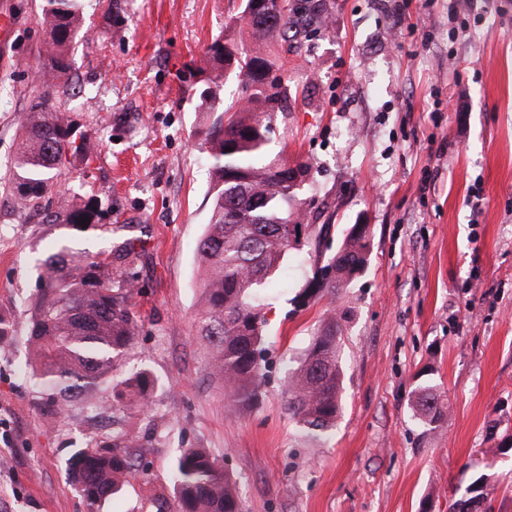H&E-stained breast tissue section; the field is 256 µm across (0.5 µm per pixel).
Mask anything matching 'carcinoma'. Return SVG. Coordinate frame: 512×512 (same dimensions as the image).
I'll return each mask as SVG.
<instances>
[{"instance_id":"carcinoma-1","label":"carcinoma","mask_w":512,"mask_h":512,"mask_svg":"<svg viewBox=\"0 0 512 512\" xmlns=\"http://www.w3.org/2000/svg\"><path fill=\"white\" fill-rule=\"evenodd\" d=\"M270 10L245 18L249 44L238 47L217 39L208 60L233 65L243 82L248 107H224L214 91L201 97L200 108L213 114L204 132L214 195L209 221L197 245L201 298L197 333L209 350L207 369L224 384V393L242 407L263 398V351L266 319L263 299L288 250L304 238L321 239L330 225L305 222L296 202L307 169L295 167L267 153L274 113L282 112L287 88L269 92L261 72L274 62L267 52L275 36L292 44L307 35L308 24L324 19L323 0H268ZM40 21L48 38L39 52L40 72L53 83L69 72L70 43L82 28L80 0H45ZM75 123L69 113L48 97L34 104L22 118V135L15 157L12 187L18 204L36 208L50 188L51 173L66 161L88 163L84 147L75 145ZM98 217L93 199L67 201L45 214V223L80 229ZM369 225H351L339 249L316 265L310 295L335 301L367 267ZM138 259L134 244L101 259L66 248L42 264L30 302L31 329L27 362L45 394L47 414L54 419L60 402L93 390L112 375L117 356L138 335L139 320L130 298L137 288L132 266ZM331 269V278L324 271ZM339 319L327 311L311 345L288 379V411L310 432L333 427L340 411L342 368L339 361ZM118 408L147 405L155 379L139 371L120 382ZM418 420L436 429L448 413V399L428 379L415 399ZM73 476L88 507L120 491L136 475L134 463L117 450L82 448L73 459ZM178 512H240L238 484L218 459L204 448H182L174 462Z\"/></svg>"}]
</instances>
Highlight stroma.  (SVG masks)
Returning a JSON list of instances; mask_svg holds the SVG:
<instances>
[{
	"label": "stroma",
	"mask_w": 512,
	"mask_h": 512,
	"mask_svg": "<svg viewBox=\"0 0 512 512\" xmlns=\"http://www.w3.org/2000/svg\"><path fill=\"white\" fill-rule=\"evenodd\" d=\"M44 0H0V512H88L69 468L87 447L119 445L138 475L98 512L174 507L175 456L207 449L237 480L243 512H450L485 478L491 512H512V0H329V29L284 53L288 108L270 151L308 169L298 196L338 249L372 228L364 273L335 301L303 291L315 241L290 250L265 307L264 396L238 409L196 339V248L211 166L198 129L212 72L206 50L247 40L241 0H131L123 37L110 0H83V37L54 85L38 79ZM51 97L85 134L88 164H64L45 197L93 198L77 232L18 208L11 175L25 112ZM482 213L467 203L472 187ZM133 242L141 331L112 377L55 422L25 370L38 261ZM344 311L341 411L323 433L288 412L289 367L328 306ZM146 370L147 411L102 416L113 389ZM448 398L426 430L414 417L423 372Z\"/></svg>",
	"instance_id": "1"
}]
</instances>
